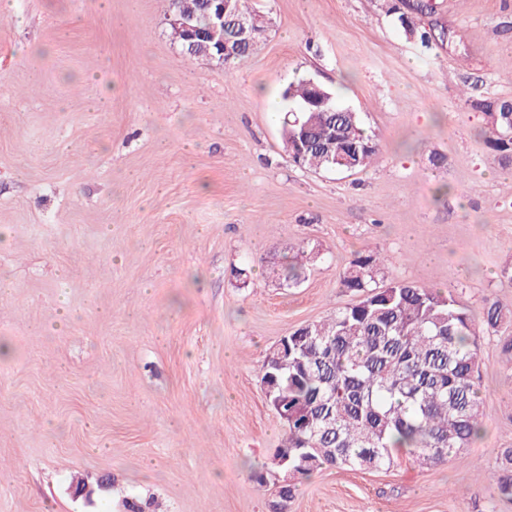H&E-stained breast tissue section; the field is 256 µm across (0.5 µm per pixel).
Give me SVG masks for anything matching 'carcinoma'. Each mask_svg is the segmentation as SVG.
<instances>
[{
    "label": "carcinoma",
    "mask_w": 512,
    "mask_h": 512,
    "mask_svg": "<svg viewBox=\"0 0 512 512\" xmlns=\"http://www.w3.org/2000/svg\"><path fill=\"white\" fill-rule=\"evenodd\" d=\"M186 14L205 25V0H175ZM331 111L307 104L311 89L305 79L288 85L283 99L297 113L284 126H307L306 148L299 166L339 173L369 168L377 145L355 112H345L331 91ZM485 99L470 100L482 113L486 143L502 158L512 157V114L488 112ZM336 127L341 143L366 149L348 166L329 154L324 133ZM304 253L289 258L282 276L288 287L303 274ZM387 259L359 252L339 279L340 288L360 295L331 317L306 325L300 346L288 338V356L271 347L260 370L266 400L286 427L274 456H288L293 479L325 466L379 471L395 463L394 451L411 449L415 461L430 466L462 455L478 433L484 416L477 382L481 358L479 328L512 323V309L497 301L484 303L477 319L455 298L407 281L377 285ZM494 481L499 494L512 500V449L501 452Z\"/></svg>",
    "instance_id": "1"
}]
</instances>
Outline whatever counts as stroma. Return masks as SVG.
I'll return each instance as SVG.
<instances>
[{"label": "stroma", "instance_id": "35a3bbf8", "mask_svg": "<svg viewBox=\"0 0 512 512\" xmlns=\"http://www.w3.org/2000/svg\"><path fill=\"white\" fill-rule=\"evenodd\" d=\"M433 3L412 17L426 48L385 0H252L273 26L224 69L182 52L165 0H8L0 512H270L275 480L253 473L285 426L259 371L355 302L339 286L355 252L390 256L380 283L512 307V160L464 100L512 99V0ZM299 77L358 113L371 167L293 164L282 93ZM313 248L286 286L281 265ZM511 339L480 332L485 416L462 458L317 470L287 512H512L491 478L512 448Z\"/></svg>", "mask_w": 512, "mask_h": 512}]
</instances>
